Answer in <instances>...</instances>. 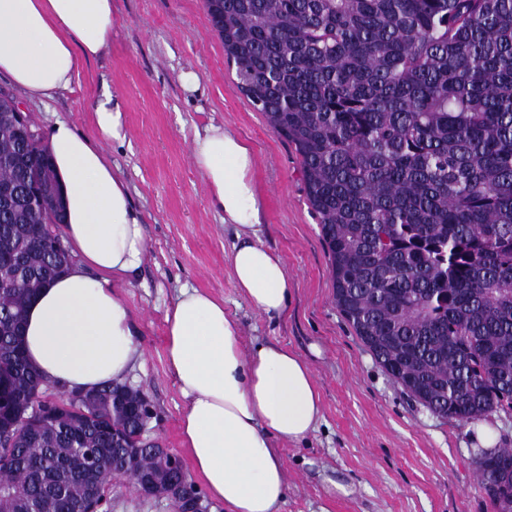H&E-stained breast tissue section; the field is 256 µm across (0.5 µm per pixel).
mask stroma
Instances as JSON below:
<instances>
[{"label": "stroma", "instance_id": "obj_1", "mask_svg": "<svg viewBox=\"0 0 512 512\" xmlns=\"http://www.w3.org/2000/svg\"><path fill=\"white\" fill-rule=\"evenodd\" d=\"M112 3L109 53L83 68L69 91L23 107L40 130L63 118L89 134L101 92L115 94L121 105L126 140L105 151L144 224L145 259L124 298L144 350L126 384L148 399V436L187 457L179 429L185 400L166 362L165 313L181 288L193 287L223 300L244 350L286 346L316 379L323 414L317 429L299 445L272 443L287 471L280 512H492L471 450L483 426L498 446L512 447V415L467 425L440 419L376 363L334 303L330 261L299 159L239 90L204 0ZM189 70L199 78L192 92L181 81ZM212 122L253 149L263 202L260 237L293 282L280 317L256 311L233 285L228 256L235 228L210 206L191 158L195 132ZM104 510L173 512L166 497L145 495L126 477L113 479Z\"/></svg>", "mask_w": 512, "mask_h": 512}]
</instances>
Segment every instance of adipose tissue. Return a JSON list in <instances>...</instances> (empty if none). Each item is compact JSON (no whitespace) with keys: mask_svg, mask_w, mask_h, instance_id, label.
<instances>
[{"mask_svg":"<svg viewBox=\"0 0 512 512\" xmlns=\"http://www.w3.org/2000/svg\"><path fill=\"white\" fill-rule=\"evenodd\" d=\"M114 23L112 0H0V76L26 100L51 99L110 50ZM93 122L90 135L66 119L48 129L75 260L28 305L23 336L26 357L46 382L81 392L124 381L144 355L121 293L144 262V228L103 150L126 139L111 93L97 102ZM191 156L212 207L235 227V287L258 312L281 316L293 282L259 235L250 146L213 123L195 133ZM165 323L167 364L187 401L182 441L207 494L226 512H279L287 476L270 442L299 443L316 430L321 396L310 366L285 346L243 353L223 302L196 288L180 290Z\"/></svg>","mask_w":512,"mask_h":512,"instance_id":"ef3b65f1","label":"adipose tissue"}]
</instances>
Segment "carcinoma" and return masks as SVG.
<instances>
[{
	"label": "carcinoma",
	"instance_id": "obj_1",
	"mask_svg": "<svg viewBox=\"0 0 512 512\" xmlns=\"http://www.w3.org/2000/svg\"><path fill=\"white\" fill-rule=\"evenodd\" d=\"M239 85L294 146L336 307L393 380L470 424L512 410V0H205ZM0 96V512H83L128 475L148 495L168 453L137 432L144 395L105 386L44 410L23 322L64 267L43 135ZM97 449L92 469L80 457ZM493 512H512V448L472 449ZM193 492L172 484L175 512Z\"/></svg>",
	"mask_w": 512,
	"mask_h": 512
}]
</instances>
